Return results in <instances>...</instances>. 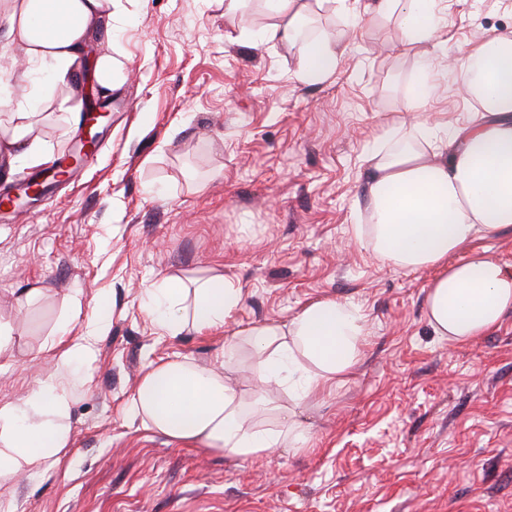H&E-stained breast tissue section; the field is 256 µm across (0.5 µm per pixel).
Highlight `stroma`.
<instances>
[{
  "instance_id": "stroma-1",
  "label": "stroma",
  "mask_w": 512,
  "mask_h": 512,
  "mask_svg": "<svg viewBox=\"0 0 512 512\" xmlns=\"http://www.w3.org/2000/svg\"><path fill=\"white\" fill-rule=\"evenodd\" d=\"M309 7L319 36L347 47L333 75L302 83L306 42L262 43L266 0H120L112 54L125 75L94 159L50 201L0 215V323L19 327L0 358V404L24 403L53 371L46 340L106 330L60 378L70 446L36 476L0 481L15 512H512V316L458 344L429 326L434 270L377 260L352 236L369 219L361 158L403 120L462 124L476 103L459 67L437 68L406 112L424 61L512 32V0H434L432 42L404 39L401 14L358 19ZM18 79L52 157L79 139L57 104ZM223 272L242 291L223 331L165 336L145 287L169 273ZM30 307L14 299L30 289ZM335 298L362 316L361 357L344 384L295 419L311 449L232 459L144 427L129 408L145 371L176 357L222 359L255 323H285Z\"/></svg>"
}]
</instances>
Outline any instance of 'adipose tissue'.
Returning <instances> with one entry per match:
<instances>
[{
  "instance_id": "1",
  "label": "adipose tissue",
  "mask_w": 512,
  "mask_h": 512,
  "mask_svg": "<svg viewBox=\"0 0 512 512\" xmlns=\"http://www.w3.org/2000/svg\"><path fill=\"white\" fill-rule=\"evenodd\" d=\"M117 0H0V22L11 44L21 49L0 69V107L10 106L16 75L49 65L50 81L62 95L60 108L78 111L83 89L78 77L92 63L98 91L110 95L123 81L112 58L113 8ZM278 17L264 40L296 34L306 16V0H268ZM368 14L400 13L408 42L429 41L437 18L429 0H371ZM345 49L338 39L316 40L297 78L326 81ZM467 93L480 107L479 118L453 130L438 148L428 147L431 129L420 140H398L387 151L368 150L362 157L368 223L353 227L381 262L418 270L437 269L425 299L426 317L441 336L465 343L497 329L512 313V264L486 252L464 262L449 255L479 235L512 231V33H502L463 53ZM32 122L16 110L0 130V161L8 166H36L48 161L31 136ZM149 312L156 326L174 336L184 328L222 329L238 306L241 291L223 273L186 283L170 275L147 286ZM257 359L254 394L266 405V387L288 389L297 406L343 383L355 368L362 318L336 299L306 304L288 323L242 328ZM69 394L55 375L40 381L23 406L0 405V476L29 477L41 462L56 457L70 443L64 424ZM141 423L166 437L229 458L254 459L278 448L295 454L307 450L297 425L259 427L245 409L238 386L224 365L202 366L187 358L149 366L130 400Z\"/></svg>"
}]
</instances>
